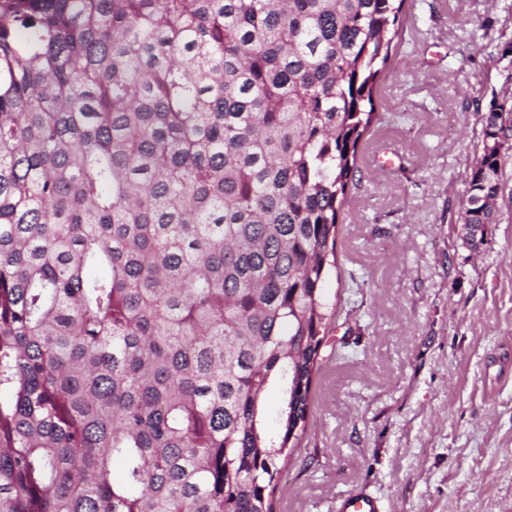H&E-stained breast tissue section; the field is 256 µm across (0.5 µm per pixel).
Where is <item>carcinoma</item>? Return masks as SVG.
<instances>
[{
    "label": "carcinoma",
    "instance_id": "1",
    "mask_svg": "<svg viewBox=\"0 0 512 512\" xmlns=\"http://www.w3.org/2000/svg\"><path fill=\"white\" fill-rule=\"evenodd\" d=\"M402 6L0 0V512H274Z\"/></svg>",
    "mask_w": 512,
    "mask_h": 512
}]
</instances>
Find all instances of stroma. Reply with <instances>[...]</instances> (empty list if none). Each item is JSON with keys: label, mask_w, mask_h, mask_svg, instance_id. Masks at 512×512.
I'll return each mask as SVG.
<instances>
[{"label": "stroma", "mask_w": 512, "mask_h": 512, "mask_svg": "<svg viewBox=\"0 0 512 512\" xmlns=\"http://www.w3.org/2000/svg\"><path fill=\"white\" fill-rule=\"evenodd\" d=\"M512 0H405L339 216L331 344L275 512H512V151L469 241L490 104L512 111ZM381 503L371 494L352 492L341 500L338 512H381Z\"/></svg>", "instance_id": "obj_1"}]
</instances>
